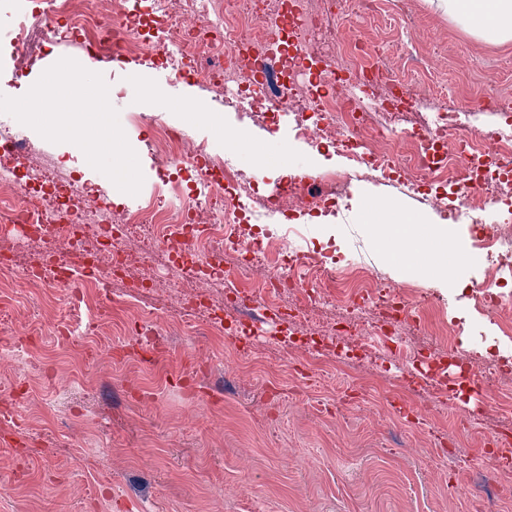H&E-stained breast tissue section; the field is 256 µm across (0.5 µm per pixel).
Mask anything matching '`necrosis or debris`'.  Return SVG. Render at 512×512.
I'll use <instances>...</instances> for the list:
<instances>
[{"label": "necrosis or debris", "mask_w": 512, "mask_h": 512, "mask_svg": "<svg viewBox=\"0 0 512 512\" xmlns=\"http://www.w3.org/2000/svg\"><path fill=\"white\" fill-rule=\"evenodd\" d=\"M120 2L122 8L112 14L114 25L109 32L117 45L116 60L161 52L174 80L190 76L224 96L237 87L240 68L256 67L258 47L282 41L294 47L297 58L318 55L320 66L314 77L324 84L325 91L314 111L297 108L300 86L293 81L273 85L260 78L250 95L266 111H293L297 138L305 137L309 124L320 125L326 140L339 142L347 162L311 183L303 178L286 180L278 196L260 200L252 214L254 223L266 224L287 198L315 208L327 207L355 179L388 178L402 171L412 184L427 179L444 183L468 206L472 222L482 226L474 246L483 272L469 295L472 307L493 320L499 335L512 336V295L502 290L503 281L512 279V224H482L487 196L485 181L478 176L484 167L501 178L512 176V134L494 126L458 141L448 136L456 126V113L440 112L425 127L410 130L413 147L400 152L390 125L377 119L358 92L342 93L337 84L347 78L357 84L372 79L388 100L398 93L409 94V87L392 77L379 61L368 59L362 34L348 38L339 30L325 33L323 13L315 0H189L193 11L207 19L196 28L183 24L170 7L171 0ZM9 3L17 21L10 44L20 59L43 54L57 43L60 31L76 35L97 27L111 0H51L46 21L32 24L26 21L32 0ZM31 151L27 139L0 131V225H19L29 243L74 251L80 265L65 272L46 262L37 266L25 262L4 233L0 235V289L10 287L27 294L68 278L76 284L74 301H83L97 289L109 287L113 277L126 270L127 258L116 244L126 227L139 224L147 228L151 239L169 243L173 249L165 269L169 286L176 290L192 284L197 287L195 303L183 312L186 320L204 311L210 322L224 323L211 294L198 285L203 276L224 284L226 301L255 302L268 312L279 309L281 290L287 286L300 289V301L305 305L321 302L350 307L369 300L387 307L390 314L362 333L359 348L372 354L384 347L393 350L401 362L414 361L413 348L406 337L398 335L396 326L405 321L421 322L436 310L433 294L413 290L389 297L362 263L348 266L343 277H336L326 261L297 250L295 229L288 224L269 226L259 238L246 234L240 198L229 190L221 175L223 164L211 159L206 144H199L194 165L200 190L182 210L175 212L148 201L123 210L117 224L109 207L87 209L88 193L72 176L43 190L33 167L16 171L15 161L27 159ZM201 209L209 212V223H195L194 214ZM228 251L239 253L241 260L231 272L224 268ZM259 256L274 268L280 259H287L289 276L252 279L248 260ZM467 376L496 396L498 420L512 423V371L499 355L490 353L471 363Z\"/></svg>", "instance_id": "necrosis-or-debris-1"}]
</instances>
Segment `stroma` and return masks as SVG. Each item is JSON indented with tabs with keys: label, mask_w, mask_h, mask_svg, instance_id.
I'll return each instance as SVG.
<instances>
[{
	"label": "stroma",
	"mask_w": 512,
	"mask_h": 512,
	"mask_svg": "<svg viewBox=\"0 0 512 512\" xmlns=\"http://www.w3.org/2000/svg\"><path fill=\"white\" fill-rule=\"evenodd\" d=\"M334 9L333 24L363 27L370 53L415 86L396 132L455 111L460 94L483 95L490 66L497 94L512 99V42L470 34L430 0H375L366 14L336 0ZM50 56L88 61V77L111 87L104 124L73 128L80 141L111 131V157L86 168L18 112H0V127L39 145L30 165L50 177L77 172L101 202L131 206L159 190L163 160L151 147L159 123L182 129L185 152L208 144L238 191L258 199L274 193L282 168L314 178L343 164L324 141L295 138L290 112L226 103L193 78L173 82L161 56L112 61L100 29L78 42L61 40ZM191 103L204 112L188 111ZM235 134L246 135L244 149L230 148ZM444 194L399 178L358 181L335 213L299 208L294 216L302 245L334 250V272L361 260L390 287L433 292L440 307L432 319L460 322L458 355L465 358L497 331L467 298L479 275L477 227L446 222L437 204ZM374 201L424 218L416 250L398 257L381 244L363 213ZM435 224L447 226L452 250H438ZM440 264L453 268V279L430 275ZM48 294L52 307L22 297L0 324V405L28 420L20 431L0 430V512H468L450 490L459 479L487 512H512L496 495L499 475L476 460L477 451L512 442V426L491 414L449 433V416L471 406L470 395L452 391L436 402L412 384L416 365L398 364L390 353L369 360L351 331L375 320L372 308L287 299L270 319L261 309L228 305L227 332L183 324L180 298L165 285L132 298L116 282L88 299L94 334L63 348L55 333L71 290L58 285ZM246 317L258 335L240 333ZM144 326L158 337L148 363L140 357Z\"/></svg>",
	"instance_id": "35a3bbf8"
}]
</instances>
